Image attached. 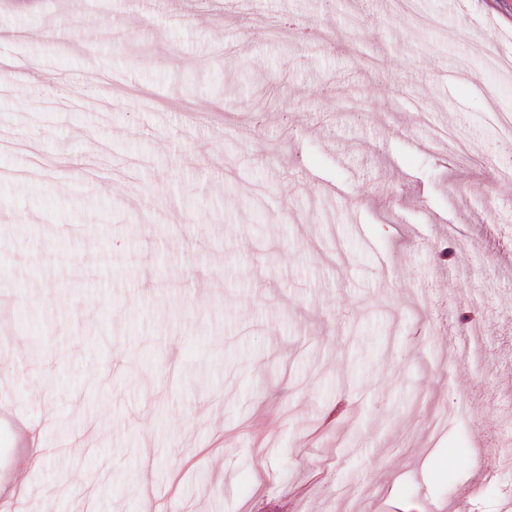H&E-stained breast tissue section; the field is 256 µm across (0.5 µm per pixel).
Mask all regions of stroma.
<instances>
[{
    "mask_svg": "<svg viewBox=\"0 0 512 512\" xmlns=\"http://www.w3.org/2000/svg\"><path fill=\"white\" fill-rule=\"evenodd\" d=\"M1 29L6 512H449L501 460L512 0H0Z\"/></svg>",
    "mask_w": 512,
    "mask_h": 512,
    "instance_id": "35a3bbf8",
    "label": "stroma"
}]
</instances>
